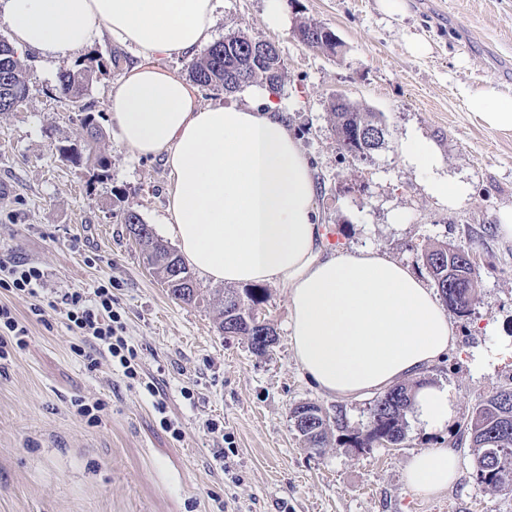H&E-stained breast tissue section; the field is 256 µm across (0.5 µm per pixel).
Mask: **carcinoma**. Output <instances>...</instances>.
Segmentation results:
<instances>
[{"label": "carcinoma", "mask_w": 512, "mask_h": 512, "mask_svg": "<svg viewBox=\"0 0 512 512\" xmlns=\"http://www.w3.org/2000/svg\"><path fill=\"white\" fill-rule=\"evenodd\" d=\"M295 36L304 46L319 49L332 55L338 53L340 42L330 29L318 24H304L295 31ZM258 38L245 34H233L211 45L204 56L195 61L190 68V79L201 87H221L226 93H234L243 86L261 80L272 89L282 86L286 73L284 63L278 52H273L265 61L250 64L253 49ZM90 70H64L58 76L57 90L61 98L76 103L84 94ZM28 93L26 69L13 47L0 39V113L10 112L21 103ZM334 117L336 145L343 156L353 160L365 161L370 153H359L356 133L369 126L383 124V115L362 110L344 98L331 103ZM85 136L78 142L59 149L66 161L80 164H93L101 169L108 166V157L98 149L100 131L94 118L85 115L80 119ZM163 241L157 236L148 237L141 248L143 259L162 282L169 281L171 268L159 260ZM473 248L458 246L450 248L439 245L425 254V263L443 301L465 317L470 314L476 300L477 289L473 288L476 279L473 265ZM453 266L462 279L448 282V266ZM240 299L249 305H261L265 302V289L258 286L244 288L224 294L220 300L227 307L234 299ZM274 334L273 328L266 324L261 327L244 325L234 336L245 339L256 355L263 354L264 337ZM419 380L410 385H401L388 390L394 396L395 403L390 407H380L382 399L374 400L370 409V424L373 433L390 437L398 444L404 437L405 412L412 404L415 389L422 385ZM470 435V447L476 461L481 462L487 449L499 448L493 470L477 471L478 480L493 489L512 491V386H503L496 390L476 407L467 426Z\"/></svg>", "instance_id": "cac0c4a2"}]
</instances>
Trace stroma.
I'll use <instances>...</instances> for the list:
<instances>
[{"instance_id": "1", "label": "stroma", "mask_w": 512, "mask_h": 512, "mask_svg": "<svg viewBox=\"0 0 512 512\" xmlns=\"http://www.w3.org/2000/svg\"><path fill=\"white\" fill-rule=\"evenodd\" d=\"M267 6L223 0L214 38L275 43L286 67L276 101L313 169L329 243L375 249L424 279L426 251L473 246L477 299L468 316L452 318L455 347L421 373L449 391L451 424L430 429L410 411L401 443L356 450L350 439L365 433L373 399L324 394L305 376L284 288L265 286L261 316L276 342L262 356L219 332L224 285L201 279L199 302L172 298L120 222L132 209L165 237L170 175L114 130V42L102 38L66 62L23 51L29 94L0 114V254L38 264L51 292L111 282L141 372L162 383L181 435L166 431L151 397L108 362L88 369L58 312L33 314L30 301L0 292L29 327L26 347L0 361V512H219L224 504L230 512H512V492L477 481L467 432L481 400L512 385V241L498 219L512 208V132L484 127L468 103L487 85L512 96V0H407L393 16L379 0H280L275 27ZM306 23L331 28L341 56L298 42ZM415 41L424 53L411 52ZM87 59L92 77L80 102L60 99L58 73ZM338 96L385 117V142L368 160L337 149L330 103ZM83 108L102 131L107 168L59 156L80 138ZM410 140L427 143L436 165L409 162ZM438 179L464 185L466 197L448 205L430 189ZM77 399L103 402L96 422L77 413ZM306 401L343 416L323 447L303 442L291 420ZM212 422L218 432H208ZM436 446L453 449L458 475L437 494H416L405 470Z\"/></svg>"}]
</instances>
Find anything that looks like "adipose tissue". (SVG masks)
<instances>
[{"mask_svg": "<svg viewBox=\"0 0 512 512\" xmlns=\"http://www.w3.org/2000/svg\"><path fill=\"white\" fill-rule=\"evenodd\" d=\"M220 2L0 0V11L18 49L53 60L104 35L134 50L107 109L126 148L170 170L166 229L180 257L215 284L286 288L296 360L321 391L356 400L418 374L454 345L452 323L409 267L326 245L312 169L270 93L259 109L205 107L193 84L159 65L211 41ZM472 106L488 129L512 131L511 96L488 86ZM415 406L431 427L453 418L447 391L431 385ZM405 477L417 493L435 494L454 481L456 457L426 449Z\"/></svg>", "mask_w": 512, "mask_h": 512, "instance_id": "adipose-tissue-1", "label": "adipose tissue"}]
</instances>
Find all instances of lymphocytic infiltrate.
<instances>
[{
	"label": "lymphocytic infiltrate",
	"mask_w": 512,
	"mask_h": 512,
	"mask_svg": "<svg viewBox=\"0 0 512 512\" xmlns=\"http://www.w3.org/2000/svg\"><path fill=\"white\" fill-rule=\"evenodd\" d=\"M44 279V271L35 263L14 256L0 259V288L21 299H42L59 311L78 336L77 352L89 367H97L105 359L126 379L139 380L138 353L125 335L111 288L101 284L90 292L75 288L53 296L45 294Z\"/></svg>",
	"instance_id": "f902f5d3"
}]
</instances>
